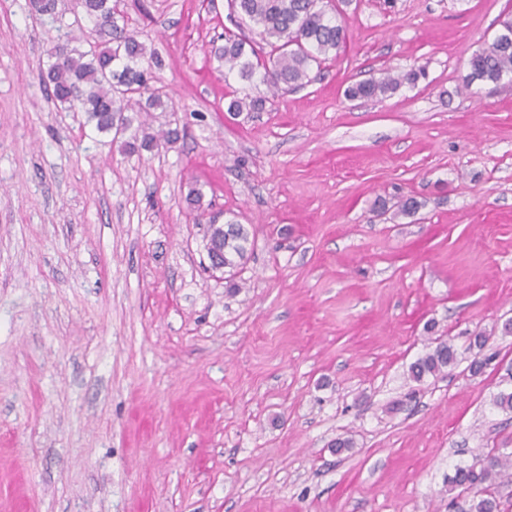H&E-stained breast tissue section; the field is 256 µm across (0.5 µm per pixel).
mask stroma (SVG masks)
Listing matches in <instances>:
<instances>
[{
	"label": "stroma",
	"instance_id": "stroma-1",
	"mask_svg": "<svg viewBox=\"0 0 512 512\" xmlns=\"http://www.w3.org/2000/svg\"><path fill=\"white\" fill-rule=\"evenodd\" d=\"M120 7L180 131L131 155L46 99L57 33L0 0V512H448L456 467L512 452V77L465 83L512 0H340L346 48L237 116L266 87L209 56L227 0ZM399 194L418 215L376 216ZM231 218L232 280L204 239ZM434 336L459 362L413 383ZM422 76L420 69H410L404 73L386 74L381 79H368L349 85L345 95L351 100H372L395 93L403 84L415 85ZM207 237L214 248L224 253L223 261L214 252L207 250L210 263L208 267L212 272L233 273L244 263L250 240L249 232L243 224H238L235 220H228L225 224H210Z\"/></svg>",
	"mask_w": 512,
	"mask_h": 512
}]
</instances>
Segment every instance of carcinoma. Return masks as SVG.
<instances>
[{
	"mask_svg": "<svg viewBox=\"0 0 512 512\" xmlns=\"http://www.w3.org/2000/svg\"><path fill=\"white\" fill-rule=\"evenodd\" d=\"M231 13L241 22L257 30L262 41L271 48L272 59L259 56L255 44L246 36L233 31L224 33V45L214 48V57L224 63L229 72L249 83L258 69H263L260 82L271 95L232 94L226 111L263 112L274 101L282 87H301L310 81L313 65L329 56H337L346 44L347 29L338 23L335 13L329 12L323 0H228ZM32 10L39 16L58 23V29L71 27L64 23L57 0H31ZM83 16L91 20L85 27L80 18L74 24L89 49L82 51L71 46V33H64L54 45L56 59L39 75V86L47 99L68 112H79L84 124L101 134H113V139L128 132L133 125L129 113L150 112L168 108V96L162 88L151 85V79L162 68V60L154 50L147 49L138 39V31L130 27V18L112 0H83ZM500 30L493 41L476 51L468 60L467 85L497 84L512 75V16L498 20ZM422 71L410 69L404 73L387 74L381 79H368L349 85L345 95L351 100H372L396 92L402 85H414ZM137 130L122 141V150L135 152L140 147L151 150L158 142L170 144L177 140L178 131L168 129L159 135ZM424 203L414 197H402L393 204L397 213L414 216ZM208 241L224 253V268L235 271L247 257L249 232L235 220L211 224ZM458 361L453 344L435 338L432 347L408 368L409 378L422 382L435 377ZM512 479V456L489 454L483 462L459 467L449 479L450 490L457 496L475 492L468 500L467 512H502L496 488Z\"/></svg>",
	"mask_w": 512,
	"mask_h": 512,
	"instance_id": "cac0c4a2",
	"label": "carcinoma"
}]
</instances>
